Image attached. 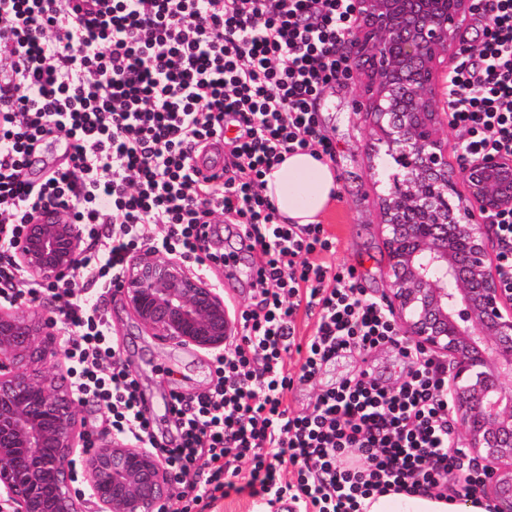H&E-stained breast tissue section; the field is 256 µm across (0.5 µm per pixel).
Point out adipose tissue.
Here are the masks:
<instances>
[{
  "label": "adipose tissue",
  "instance_id": "1",
  "mask_svg": "<svg viewBox=\"0 0 512 512\" xmlns=\"http://www.w3.org/2000/svg\"><path fill=\"white\" fill-rule=\"evenodd\" d=\"M267 195L281 218L295 224L317 223L337 187L336 173L329 163L307 153L286 155L267 175ZM364 512H489L486 500L473 496L467 502L434 492H388L365 499Z\"/></svg>",
  "mask_w": 512,
  "mask_h": 512
}]
</instances>
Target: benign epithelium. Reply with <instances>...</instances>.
<instances>
[{"label":"benign epithelium","mask_w":512,"mask_h":512,"mask_svg":"<svg viewBox=\"0 0 512 512\" xmlns=\"http://www.w3.org/2000/svg\"><path fill=\"white\" fill-rule=\"evenodd\" d=\"M485 0H358L341 43L346 78L360 79L378 143L397 168L380 197L387 258L383 301L401 335L448 364L456 416L452 446L483 461L478 490L512 512V294L501 288L490 217L512 209V157L448 163L449 114L441 74L469 52L464 32ZM465 193H460L458 185ZM78 227L47 206L15 243L17 266L54 280L73 271ZM124 299L162 340L224 349L232 320L223 290L156 250L128 266ZM51 315L0 310V496L14 512H156L172 481L150 451L112 436L86 455L72 487L80 421L58 355Z\"/></svg>","instance_id":"1"}]
</instances>
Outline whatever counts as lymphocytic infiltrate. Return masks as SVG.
Returning <instances> with one entry per match:
<instances>
[{"label":"lymphocytic infiltrate","instance_id":"f902f5d3","mask_svg":"<svg viewBox=\"0 0 512 512\" xmlns=\"http://www.w3.org/2000/svg\"><path fill=\"white\" fill-rule=\"evenodd\" d=\"M356 13L357 0H0V304H54L75 401L105 408L116 434L169 470L177 492L158 512H211L234 493L269 508L286 498L295 512H362L375 493L486 476L450 445L447 369L334 262L323 225L284 223L265 194L284 155L334 160L320 100L351 66L336 44ZM483 19L477 52L446 78L450 124L466 155L512 156V0H486ZM226 122L237 134L223 177L199 175L194 150ZM48 139L70 152L32 180ZM48 205L68 211L83 247L76 273L44 282L16 267L13 248ZM216 224L239 250L214 248ZM144 247L204 270L263 265L239 338L211 355L214 383L191 399L172 394L178 434L163 443L105 308L86 300L120 289ZM301 315L313 321L304 336ZM386 345L405 366L400 384L364 369L310 411L289 409L294 384Z\"/></svg>","mask_w":512,"mask_h":512}]
</instances>
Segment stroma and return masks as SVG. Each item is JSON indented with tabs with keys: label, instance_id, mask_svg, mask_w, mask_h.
<instances>
[{
	"label": "stroma",
	"instance_id": "35a3bbf8",
	"mask_svg": "<svg viewBox=\"0 0 512 512\" xmlns=\"http://www.w3.org/2000/svg\"><path fill=\"white\" fill-rule=\"evenodd\" d=\"M358 95V81L343 79L326 90L321 102L323 130L336 144L333 167L338 180V197L321 222L336 238L337 263L355 267L367 294L377 297L385 287L386 266L379 197L389 186L395 164L384 151L375 150L376 135L368 117L354 109ZM105 306L123 360L153 400L160 432L173 431L174 422L165 410L167 397L177 391L190 398L211 385L214 373L210 353L156 339L139 324L121 293L108 295ZM366 367L390 383L404 377L396 351L383 347L366 358L339 360L324 367L315 382L295 386L287 396L290 409L311 410L318 393Z\"/></svg>",
	"mask_w": 512,
	"mask_h": 512
}]
</instances>
